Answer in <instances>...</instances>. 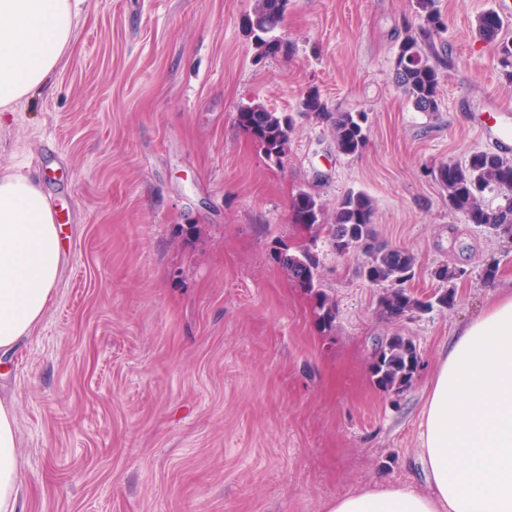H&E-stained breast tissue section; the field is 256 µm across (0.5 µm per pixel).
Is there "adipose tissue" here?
I'll use <instances>...</instances> for the list:
<instances>
[{
    "mask_svg": "<svg viewBox=\"0 0 512 512\" xmlns=\"http://www.w3.org/2000/svg\"><path fill=\"white\" fill-rule=\"evenodd\" d=\"M83 0H0V112L42 90L73 42ZM60 235L39 185L17 165L0 176V350L43 317ZM12 402L0 400V512H18L23 475ZM420 459L428 492L376 485L327 512H512V293L454 336L424 410Z\"/></svg>",
    "mask_w": 512,
    "mask_h": 512,
    "instance_id": "ef3b65f1",
    "label": "adipose tissue"
}]
</instances>
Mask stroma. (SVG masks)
I'll use <instances>...</instances> for the list:
<instances>
[{
  "instance_id": "1",
  "label": "stroma",
  "mask_w": 512,
  "mask_h": 512,
  "mask_svg": "<svg viewBox=\"0 0 512 512\" xmlns=\"http://www.w3.org/2000/svg\"><path fill=\"white\" fill-rule=\"evenodd\" d=\"M453 66L439 112L393 81L412 0H293L290 57L255 61L253 0H84L72 47L46 88L0 120V174L37 173L60 216L53 298L30 336L0 353L16 411L23 512H325L379 483L426 491L417 459L445 345L512 291V239L450 212L428 171L490 149L512 159V84L476 19L502 0H437ZM366 112L362 153L337 152L308 90ZM262 103L294 118L283 165L239 127ZM368 193L381 240L417 262L412 292L466 269L454 308L383 319L362 253L316 252L336 300L333 330L277 255L309 235L298 190L334 208ZM499 272L482 278L487 256ZM415 344L408 388L377 389L379 338Z\"/></svg>"
}]
</instances>
